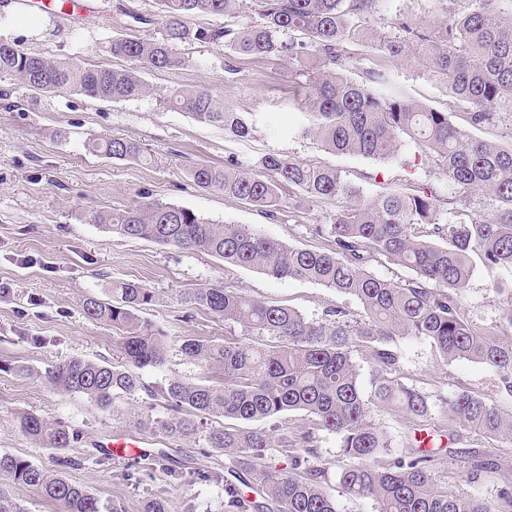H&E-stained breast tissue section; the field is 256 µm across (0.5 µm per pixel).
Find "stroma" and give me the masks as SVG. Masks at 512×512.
I'll use <instances>...</instances> for the list:
<instances>
[{
  "mask_svg": "<svg viewBox=\"0 0 512 512\" xmlns=\"http://www.w3.org/2000/svg\"><path fill=\"white\" fill-rule=\"evenodd\" d=\"M469 5L470 0H380L368 27L387 33L396 14L441 17L446 9L464 10ZM157 12L155 0H83L77 8L54 0L45 11L31 10L28 0H6L0 5V37L49 58L128 69L131 61L109 51L113 38L157 37V25L136 21L137 16L152 17ZM179 51L188 59L187 67L142 70L150 94L116 103L75 93L38 96L13 79H0V89L8 92L7 99H0V452L55 470L52 452L22 435L13 415L27 411L67 421L81 434L72 453L83 463L64 469V476L101 503H123L126 512H141L142 496L126 477L127 460L106 452L113 435L147 437L150 452L165 450L153 487L167 498L170 512H224L222 475L228 459L218 453L196 455L161 436H146L136 424L142 411L138 398L122 400L123 414L113 418L82 397L48 386L41 373L57 361L81 356L112 363L121 358L119 331L85 316L86 296L102 295L115 281L140 282L160 296L159 303L145 311V320L175 340L204 336L219 343L225 336L223 319L204 310L186 318L178 293L225 285L292 306L311 319L320 318L329 307L343 308L354 317L363 309L355 298L314 283L280 281L254 269L224 265L203 253L121 237L85 223L86 214L124 210L146 195L192 209L217 224H254L286 244L318 246L320 240L311 229L328 223L338 201L299 206L289 200L278 220L271 221L255 208L199 188L190 177L191 168L199 163L221 165L232 159L247 169L268 154L334 165L366 200L392 191L410 193L427 181L434 183L441 197L450 195L447 178H430L426 152L413 141H406L400 157L388 163L324 150L305 133L313 116L299 96L304 83L301 70L288 60L239 56L200 41L182 45ZM374 62L387 60L370 45H360L345 72L353 80H364ZM390 65L413 101L447 113L454 125H465V105L424 73L414 58ZM176 88L204 89L223 99L226 107L249 117L250 134L238 138L222 126L200 123L184 111L163 107L162 99ZM112 137L140 143L143 158L118 161L89 151V140ZM511 285V269L480 265L461 296L462 309L473 325L495 332L506 343L512 342V326L503 318L512 299L507 291ZM400 347L404 354L400 380L426 395L464 390L496 397L497 376L487 366L442 363L436 349L422 340H406ZM15 364L29 366L30 375L17 376L11 370ZM496 399L502 410L512 411V398ZM443 441L455 453L435 461L436 482L452 491L498 501L504 483L512 481V444L460 429L448 432ZM318 445L326 471L322 487L335 498L340 512H376L372 500L349 497L341 488L338 473L347 460L337 438L321 435ZM473 450L487 453L492 468L473 472L469 456ZM189 463L210 474V481L179 480L178 472Z\"/></svg>",
  "mask_w": 512,
  "mask_h": 512,
  "instance_id": "obj_1",
  "label": "stroma"
}]
</instances>
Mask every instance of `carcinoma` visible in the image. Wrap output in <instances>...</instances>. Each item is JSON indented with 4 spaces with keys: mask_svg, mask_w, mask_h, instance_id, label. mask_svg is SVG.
Returning a JSON list of instances; mask_svg holds the SVG:
<instances>
[{
    "mask_svg": "<svg viewBox=\"0 0 512 512\" xmlns=\"http://www.w3.org/2000/svg\"><path fill=\"white\" fill-rule=\"evenodd\" d=\"M159 36L152 40L115 37L114 56L141 68L180 70L186 59L182 43L200 41L229 46L241 56H278L304 71L303 100L315 118L307 130L332 154H355L379 163L396 159L405 139L428 151L429 173L443 175L455 187L454 200L440 198L429 184L413 193L391 192L365 201L336 167L277 155L263 156L251 169L230 161L201 163L190 175L198 187L218 191L274 220L286 199L299 203L341 199L343 205L314 234L322 246H290L265 236L250 224H215L193 210L172 203L142 201L122 212L86 218L132 239H146L198 251L226 264L258 269L280 280L319 284L357 298L365 316L354 319L338 308L309 319L284 304L248 297L233 288L206 285L180 295L189 311L204 309L238 325L255 340L242 344L227 336L219 344L202 336L172 341L141 313L159 295L136 281L112 284L116 299L88 296L85 315L122 332V360L108 363L82 357L48 367L50 386L85 398L100 411L119 415L116 402L145 395L140 425L165 439L232 460L224 483L225 512H340L321 486L324 469L316 432L339 436L350 460L338 474L345 494L369 498L377 512H500L488 500L439 486L432 475L437 451L420 448L415 433L421 422L440 413L435 432L469 430L512 443V413L495 401L462 391L430 398L402 383V340H425L443 361H470L493 369L497 391L512 396V344L500 342L465 317L460 293L475 260L512 269V144L475 137L471 130L512 118V10L502 0H472V7L443 18L420 21L400 15L394 31L372 47L392 59L413 56L427 74L442 81L464 103L468 127L448 120V113L411 101L383 65L366 71L363 82L342 71L350 47L359 41V23L371 17L378 0H251L258 20L239 29L194 28L197 15L228 16L242 0H156ZM12 78L36 94L76 92L120 102L150 94L139 71L82 67L31 53L17 42L0 41V78ZM198 122L219 124L232 135H249L248 119L205 90L177 89L165 101ZM89 150L115 160H139L136 142L112 137L88 143ZM496 201L494 214L461 219L460 206L475 196ZM383 258L404 267L401 281L368 270ZM276 343H264L266 338ZM366 353L374 398L363 397L354 353ZM209 370L193 381L174 374L165 385H145L137 370L165 365L171 356ZM376 408L402 413L407 441H396L375 421ZM302 410L312 426L288 429L280 416ZM245 422L275 420L270 428L226 427L216 419ZM14 425L35 445L57 453L58 470L0 453V512H26L10 487L22 486L54 502L59 512H125L121 503L106 508L62 470L82 464L66 454L79 433L62 420L31 412L14 415ZM272 448H293L289 470L265 465ZM387 456L382 465L372 459ZM154 457L129 464L138 482L152 477ZM252 486L262 501H250L240 485ZM143 512H169L161 494L144 497Z\"/></svg>",
    "mask_w": 512,
    "mask_h": 512,
    "instance_id": "obj_1",
    "label": "carcinoma"
}]
</instances>
